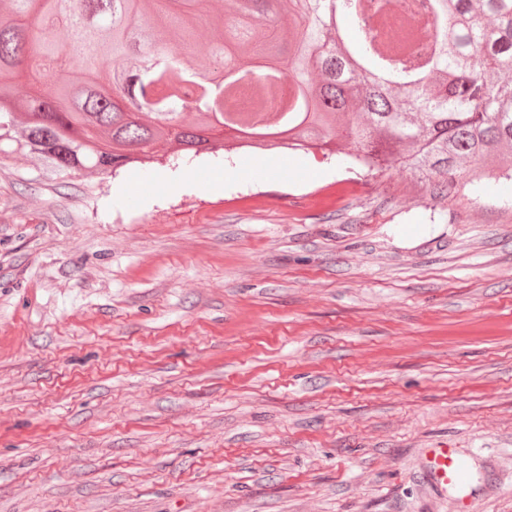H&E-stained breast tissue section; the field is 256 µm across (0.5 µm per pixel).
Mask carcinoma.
<instances>
[{
    "mask_svg": "<svg viewBox=\"0 0 512 512\" xmlns=\"http://www.w3.org/2000/svg\"><path fill=\"white\" fill-rule=\"evenodd\" d=\"M214 0H3L0 141L38 155L56 173L111 174L175 145L195 156L220 136L324 149L336 138L369 170L397 162L439 195L512 148V0H427L426 56L387 45L376 23L391 0H225L224 36L203 47ZM131 19L144 45L180 58L137 71ZM224 59L264 64L213 84L198 68ZM288 72V81L281 80ZM40 91L16 101L6 75Z\"/></svg>",
    "mask_w": 512,
    "mask_h": 512,
    "instance_id": "carcinoma-1",
    "label": "carcinoma"
}]
</instances>
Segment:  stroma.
<instances>
[{"label": "stroma", "instance_id": "1", "mask_svg": "<svg viewBox=\"0 0 512 512\" xmlns=\"http://www.w3.org/2000/svg\"><path fill=\"white\" fill-rule=\"evenodd\" d=\"M442 445L512 512V180L0 154V512H453ZM481 458L473 448H423L420 468L427 492L436 499L450 495L457 512H472L473 502L487 489L477 472Z\"/></svg>", "mask_w": 512, "mask_h": 512}]
</instances>
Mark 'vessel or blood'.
<instances>
[{"instance_id": "vessel-or-blood-1", "label": "vessel or blood", "mask_w": 512, "mask_h": 512, "mask_svg": "<svg viewBox=\"0 0 512 512\" xmlns=\"http://www.w3.org/2000/svg\"><path fill=\"white\" fill-rule=\"evenodd\" d=\"M480 454L472 448H425L420 468L427 492L436 499L453 498L456 512H471L473 502L484 492L477 471Z\"/></svg>"}]
</instances>
